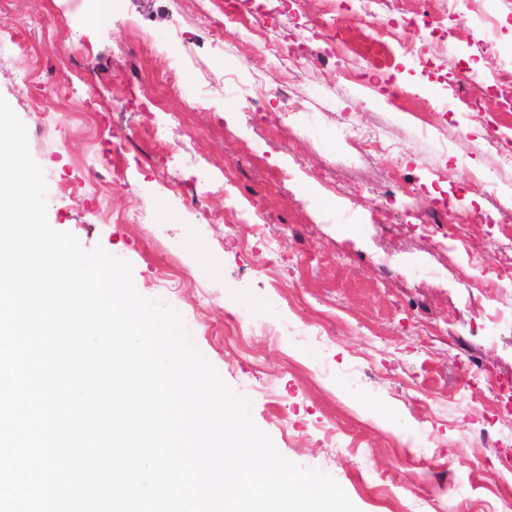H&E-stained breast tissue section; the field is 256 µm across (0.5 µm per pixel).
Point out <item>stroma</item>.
<instances>
[{
  "label": "stroma",
  "instance_id": "obj_1",
  "mask_svg": "<svg viewBox=\"0 0 512 512\" xmlns=\"http://www.w3.org/2000/svg\"><path fill=\"white\" fill-rule=\"evenodd\" d=\"M112 4L103 25L82 0H0V38L19 27L30 41L0 55V96L44 172L50 225L128 261L137 292L181 313L277 450L360 512H512V409L489 399L512 376V275L484 254L502 228L446 238L424 221L447 199L489 215L512 201V168L482 146L512 129V85L498 81L512 72V0H458L438 19L456 38H427L426 69L394 39L343 31L351 83L330 60L289 77L233 27L214 46L224 0ZM336 8L241 10L308 54L327 42L311 20ZM482 13L500 56L482 52ZM452 57L476 74L480 118ZM396 84L410 93L401 111L386 104ZM256 95L258 112L245 104ZM157 127L171 153L153 150ZM234 210L244 223H226Z\"/></svg>",
  "mask_w": 512,
  "mask_h": 512
}]
</instances>
